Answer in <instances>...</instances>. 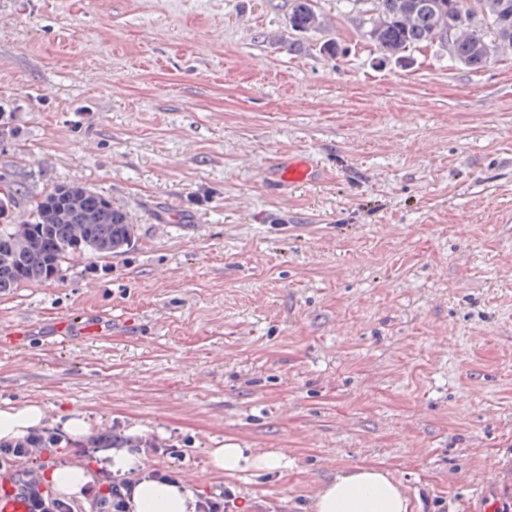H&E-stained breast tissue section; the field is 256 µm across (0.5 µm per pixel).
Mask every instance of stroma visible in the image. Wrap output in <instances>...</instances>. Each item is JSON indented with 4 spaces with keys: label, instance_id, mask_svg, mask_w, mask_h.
<instances>
[{
    "label": "stroma",
    "instance_id": "1",
    "mask_svg": "<svg viewBox=\"0 0 512 512\" xmlns=\"http://www.w3.org/2000/svg\"><path fill=\"white\" fill-rule=\"evenodd\" d=\"M316 6L290 47L289 0H0V173L136 226L0 294V407L166 439L146 469L234 512H311L358 466L411 512L512 506V55L383 60ZM288 155L317 179L272 187ZM225 447L285 465L222 475Z\"/></svg>",
    "mask_w": 512,
    "mask_h": 512
}]
</instances>
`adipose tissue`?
<instances>
[{
	"instance_id": "adipose-tissue-1",
	"label": "adipose tissue",
	"mask_w": 512,
	"mask_h": 512,
	"mask_svg": "<svg viewBox=\"0 0 512 512\" xmlns=\"http://www.w3.org/2000/svg\"><path fill=\"white\" fill-rule=\"evenodd\" d=\"M46 418L37 403L0 408V440H12L40 427ZM111 472L133 482L130 512H196L197 496L178 480H160L145 473L134 453L109 451ZM213 469L232 475L241 471H274L283 459L274 453L256 454L247 448H215L210 453ZM314 512H410L405 487L388 471L361 467L337 473L313 498Z\"/></svg>"
}]
</instances>
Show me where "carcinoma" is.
Here are the masks:
<instances>
[{
	"instance_id": "cac0c4a2",
	"label": "carcinoma",
	"mask_w": 512,
	"mask_h": 512,
	"mask_svg": "<svg viewBox=\"0 0 512 512\" xmlns=\"http://www.w3.org/2000/svg\"><path fill=\"white\" fill-rule=\"evenodd\" d=\"M362 13L364 36L382 58L400 60L414 48L438 44L450 59L480 71L512 52V0H345ZM325 25L314 0H291L288 34L308 35ZM453 38H448V34ZM28 207L16 221L15 210ZM135 237L128 212L107 196L80 184H60L38 195L0 175V293L23 284L62 277L64 264L87 254L126 251ZM78 448H165L163 440L137 436L116 439L99 431L78 442L61 437L53 444Z\"/></svg>"
}]
</instances>
